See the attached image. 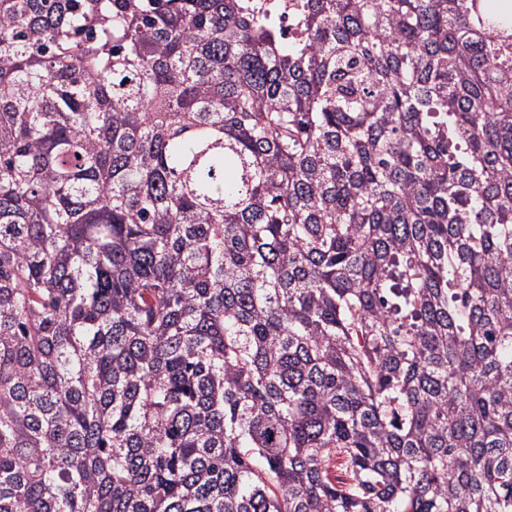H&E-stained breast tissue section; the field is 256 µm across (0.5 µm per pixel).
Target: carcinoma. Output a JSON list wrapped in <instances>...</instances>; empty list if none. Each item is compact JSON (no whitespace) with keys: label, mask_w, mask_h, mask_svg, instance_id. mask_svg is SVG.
I'll list each match as a JSON object with an SVG mask.
<instances>
[{"label":"carcinoma","mask_w":512,"mask_h":512,"mask_svg":"<svg viewBox=\"0 0 512 512\" xmlns=\"http://www.w3.org/2000/svg\"><path fill=\"white\" fill-rule=\"evenodd\" d=\"M0 0V512H512V0Z\"/></svg>","instance_id":"obj_1"}]
</instances>
